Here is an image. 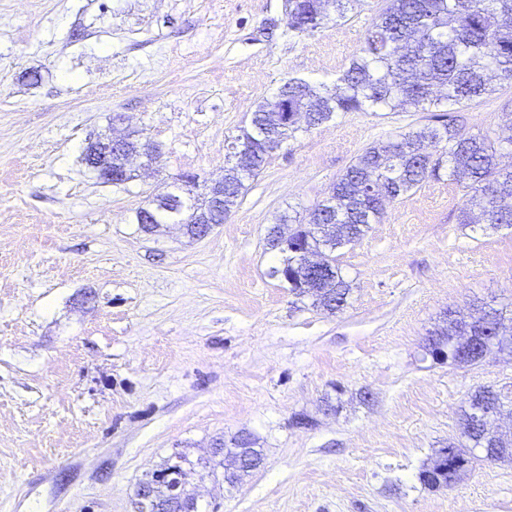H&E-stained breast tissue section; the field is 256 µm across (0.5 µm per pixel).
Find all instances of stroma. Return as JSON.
I'll list each match as a JSON object with an SVG mask.
<instances>
[{
    "mask_svg": "<svg viewBox=\"0 0 512 512\" xmlns=\"http://www.w3.org/2000/svg\"><path fill=\"white\" fill-rule=\"evenodd\" d=\"M285 3L0 0V512H135L139 483L181 453L200 512H512V463L452 489L418 479L458 442L470 392L512 391L510 356L458 367L421 348L448 309L512 311L511 229L459 223L461 188L430 179L337 250L342 311L271 274L275 217L425 113L298 133L204 238L137 224L178 175L223 177L226 139L288 79L333 85L381 6L299 35ZM508 104L512 86L458 115L501 141ZM117 115L159 146L157 177L115 185L84 163ZM243 432L264 462L230 486L213 452Z\"/></svg>",
    "mask_w": 512,
    "mask_h": 512,
    "instance_id": "stroma-1",
    "label": "stroma"
}]
</instances>
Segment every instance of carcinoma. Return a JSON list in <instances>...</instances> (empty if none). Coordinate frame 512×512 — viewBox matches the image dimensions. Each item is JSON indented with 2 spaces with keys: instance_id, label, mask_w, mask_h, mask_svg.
<instances>
[{
  "instance_id": "cac0c4a2",
  "label": "carcinoma",
  "mask_w": 512,
  "mask_h": 512,
  "mask_svg": "<svg viewBox=\"0 0 512 512\" xmlns=\"http://www.w3.org/2000/svg\"><path fill=\"white\" fill-rule=\"evenodd\" d=\"M355 0H288V28L309 34L331 21L346 18ZM512 85V0H383L358 53L331 90L305 79L290 78L275 96L255 105L249 124L228 143L229 167L224 169V200L229 214L247 190L245 182L261 173L271 149L265 139L284 142L333 119L338 112H378L413 109L430 112L443 104L464 106L495 93V82ZM288 99L283 110L282 99ZM308 113L305 122L287 121L286 114ZM501 143L472 133L448 113L434 114L418 130L399 134L366 148L330 186L327 196L306 215H282L268 234L272 250L288 253V291L329 314L346 307L351 286L341 274L336 250L363 236L384 215L385 205L407 195L441 172L464 191L457 216L460 224L512 228V165L500 166ZM176 206L189 237L203 232L197 213L207 206L203 198L177 185L165 192ZM142 230L151 224H170L173 214L154 203L139 209ZM321 251L326 268L318 281L303 264L301 251ZM502 308L483 302L467 311H446L441 324L428 332L425 354L436 361L476 365L468 336H494L503 320ZM493 395L476 389L459 414L460 440L436 448L418 474L429 489L451 487L460 479L453 471L459 462L471 470L486 459L488 440L483 431L468 427L474 403L490 404ZM481 454H476V449ZM224 482L233 484L261 466L262 450L248 436L234 447L215 449ZM161 512H198L193 499H166Z\"/></svg>"
}]
</instances>
